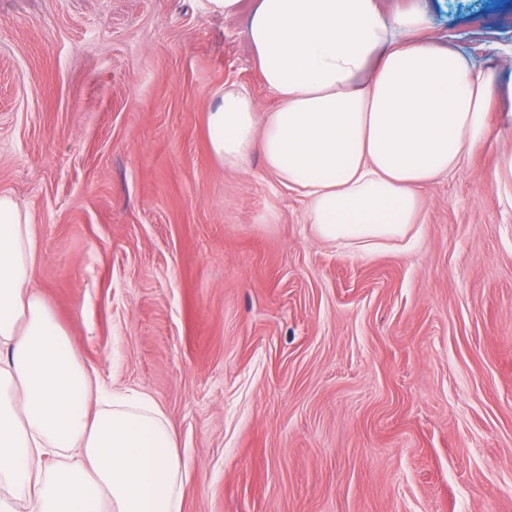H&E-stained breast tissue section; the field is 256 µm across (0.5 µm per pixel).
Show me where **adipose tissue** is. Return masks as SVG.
<instances>
[{
  "label": "adipose tissue",
  "mask_w": 512,
  "mask_h": 512,
  "mask_svg": "<svg viewBox=\"0 0 512 512\" xmlns=\"http://www.w3.org/2000/svg\"><path fill=\"white\" fill-rule=\"evenodd\" d=\"M423 24L414 0L389 18L379 0H258L249 39L278 105L261 113L225 87L207 117L212 153L229 169L260 153L302 192L322 240L368 250L406 237L422 221L418 189L484 141L497 97L455 49L422 39ZM35 256L28 215L0 194V512L15 497L30 512H182L163 413L105 395L30 288Z\"/></svg>",
  "instance_id": "1"
}]
</instances>
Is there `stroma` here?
<instances>
[{
	"instance_id": "35a3bbf8",
	"label": "stroma",
	"mask_w": 512,
	"mask_h": 512,
	"mask_svg": "<svg viewBox=\"0 0 512 512\" xmlns=\"http://www.w3.org/2000/svg\"><path fill=\"white\" fill-rule=\"evenodd\" d=\"M424 36L512 86V0H417ZM250 9L0 0V194L31 286L112 390L149 397L183 512H512V125L421 187L414 244L315 237L299 192L224 168V86L277 99Z\"/></svg>"
}]
</instances>
